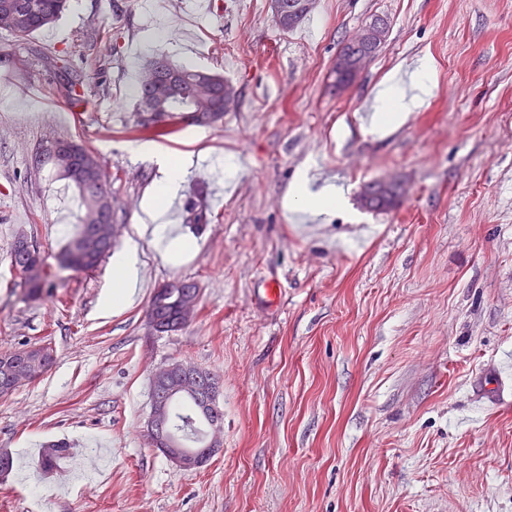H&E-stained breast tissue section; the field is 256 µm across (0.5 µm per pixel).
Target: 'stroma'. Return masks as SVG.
<instances>
[{"mask_svg":"<svg viewBox=\"0 0 512 512\" xmlns=\"http://www.w3.org/2000/svg\"><path fill=\"white\" fill-rule=\"evenodd\" d=\"M373 15L386 42L336 92L341 43ZM93 21L107 32L95 43ZM154 24L165 35L146 42ZM157 55L223 75L239 98L222 123L151 141L192 156L175 200L209 221L180 224L198 247L181 265L141 239L137 295L114 308L111 257L59 268L81 210L36 160L57 137L89 145L124 246L160 178L135 151L131 80ZM423 59L432 97L377 133L365 106ZM76 80L75 117L62 87ZM303 173L343 204L288 208ZM378 179L403 188L398 209L362 206ZM218 184L234 187L220 211ZM20 237L51 274L37 300L12 268ZM174 281L196 284L195 315L160 333L148 306ZM24 344L55 363L0 398L13 459L0 512H512V0H315L291 30L269 0H210L199 18L181 0H73L29 39L0 31V353ZM176 359L221 378L223 449L196 470L143 433L152 374ZM59 442L69 456L40 467Z\"/></svg>","mask_w":512,"mask_h":512,"instance_id":"obj_1","label":"stroma"}]
</instances>
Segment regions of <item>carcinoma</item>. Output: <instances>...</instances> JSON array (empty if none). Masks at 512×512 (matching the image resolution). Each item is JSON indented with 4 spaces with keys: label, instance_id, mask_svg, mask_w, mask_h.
<instances>
[{
    "label": "carcinoma",
    "instance_id": "carcinoma-1",
    "mask_svg": "<svg viewBox=\"0 0 512 512\" xmlns=\"http://www.w3.org/2000/svg\"><path fill=\"white\" fill-rule=\"evenodd\" d=\"M68 8L69 0H0V30L20 38L29 37L55 23ZM225 90L231 96H236L234 86H224V77L217 73L177 65L164 57H157L142 71L134 126L147 138L165 137L187 126H202L204 122L196 112L198 105L218 106V111L214 112L215 122H221L224 113L221 112L223 99L219 98V94ZM149 103L152 104L151 118L143 120L141 114ZM70 148L95 164V177L85 182L69 175V167L74 164V155L68 152ZM46 159L59 178L74 184L83 208L79 224L59 255V266L75 272L92 271L115 244L111 229L96 224L100 211L112 212L109 178L90 149L67 139H55L47 149ZM402 196L403 190L396 183L384 188L372 182L365 186L361 200L369 210L389 211L400 206ZM29 248L31 244L28 241H16L11 262L26 294L36 297L50 287V273L44 262L31 256ZM189 296L198 298V288L194 283L171 282L165 285V291L154 292L148 316L161 319V324L167 326L181 313ZM9 355L12 357L9 363L0 360V385L17 376L25 377L30 382L39 379L54 362L51 348L47 349V354L41 355L20 347L9 352ZM156 412L171 422L172 438L178 447L201 456L205 455L209 428L217 422H224L222 409L215 405H201L194 393L174 377L161 388V401L156 406ZM67 451L63 443L48 446L43 450L41 465L53 467Z\"/></svg>",
    "mask_w": 512,
    "mask_h": 512
}]
</instances>
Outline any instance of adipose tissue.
I'll return each mask as SVG.
<instances>
[{"instance_id": "obj_1", "label": "adipose tissue", "mask_w": 512, "mask_h": 512, "mask_svg": "<svg viewBox=\"0 0 512 512\" xmlns=\"http://www.w3.org/2000/svg\"><path fill=\"white\" fill-rule=\"evenodd\" d=\"M433 86L425 72H418L413 77L412 91H405L399 80L389 79L377 92L376 110L380 123L405 119L409 112L418 109L431 95ZM162 177L158 182L152 201L146 210L147 221L138 225L137 236L112 256V291L109 301L113 307H120L131 302L138 282L139 244L143 236H150L154 248L160 256L168 261L188 257L196 253V246L172 231L165 220L169 201L175 196L190 159L177 160L166 155L158 156Z\"/></svg>"}]
</instances>
